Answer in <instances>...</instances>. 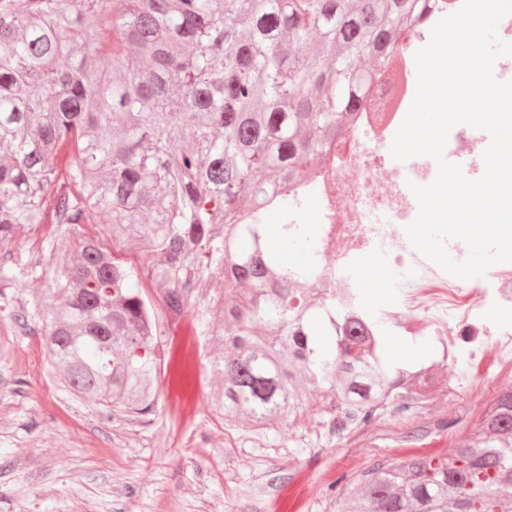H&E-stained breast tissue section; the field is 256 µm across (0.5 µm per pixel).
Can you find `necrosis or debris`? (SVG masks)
<instances>
[{"label":"necrosis or debris","mask_w":512,"mask_h":512,"mask_svg":"<svg viewBox=\"0 0 512 512\" xmlns=\"http://www.w3.org/2000/svg\"><path fill=\"white\" fill-rule=\"evenodd\" d=\"M429 39L426 30L402 39L398 61L379 74L349 137L336 143L316 176L302 186L316 205L299 230L314 245L326 287L349 289L364 300L366 285L347 273L350 262L364 256L390 267L406 326L427 330L443 363L452 361L455 328L469 327L474 370L464 382L469 388L487 374L512 375V328L495 318L496 312L512 309V262L498 264L487 289L482 279L445 273L405 233L418 213L410 186L433 182L437 166L427 156L396 161L390 147L416 92L406 59L414 44Z\"/></svg>","instance_id":"4bbe7bcc"}]
</instances>
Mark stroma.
Wrapping results in <instances>:
<instances>
[{
	"mask_svg": "<svg viewBox=\"0 0 512 512\" xmlns=\"http://www.w3.org/2000/svg\"><path fill=\"white\" fill-rule=\"evenodd\" d=\"M41 286L23 276L0 292V344L11 350L0 360V512H338L344 480L450 455L474 420L448 394L470 371L461 357L442 368L427 413L403 423L388 416L339 437L321 397L267 431L229 428L209 407L202 336L184 369L165 363L154 412L110 415L61 384L39 336L16 321Z\"/></svg>",
	"mask_w": 512,
	"mask_h": 512,
	"instance_id": "1",
	"label": "stroma"
}]
</instances>
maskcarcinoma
<instances>
[{"label":"carcinoma","instance_id":"carcinoma-1","mask_svg":"<svg viewBox=\"0 0 512 512\" xmlns=\"http://www.w3.org/2000/svg\"><path fill=\"white\" fill-rule=\"evenodd\" d=\"M438 0H0V282L36 275L29 310L57 377L108 411L158 404L157 310L198 316L224 425L268 430L329 395V429L407 419L439 368L396 364L374 318L284 264L259 211L288 207L351 130L400 36ZM97 16L99 30L84 26ZM362 54L375 60L356 69ZM46 229L39 247L18 232ZM140 243L142 272L118 256ZM15 248H10V245ZM447 458L379 463L341 512H512V387Z\"/></svg>","mask_w":512,"mask_h":512}]
</instances>
